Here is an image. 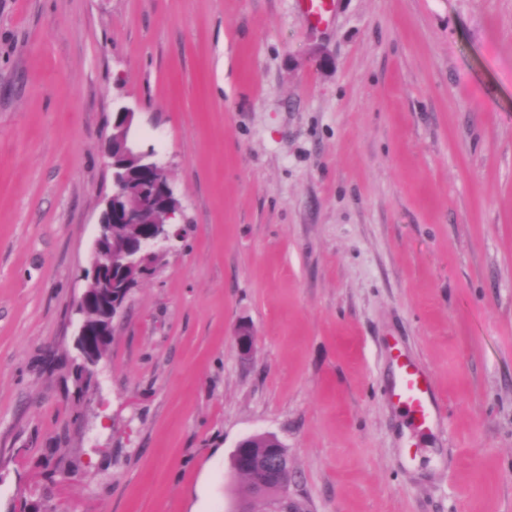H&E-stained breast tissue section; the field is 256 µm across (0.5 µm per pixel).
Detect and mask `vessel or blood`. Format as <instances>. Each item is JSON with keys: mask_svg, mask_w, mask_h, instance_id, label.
<instances>
[{"mask_svg": "<svg viewBox=\"0 0 512 512\" xmlns=\"http://www.w3.org/2000/svg\"><path fill=\"white\" fill-rule=\"evenodd\" d=\"M389 394L403 410L414 431L433 427L438 410L431 379L421 366L404 355L395 358Z\"/></svg>", "mask_w": 512, "mask_h": 512, "instance_id": "1", "label": "vessel or blood"}]
</instances>
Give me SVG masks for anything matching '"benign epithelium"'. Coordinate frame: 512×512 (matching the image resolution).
<instances>
[{
  "label": "benign epithelium",
  "mask_w": 512,
  "mask_h": 512,
  "mask_svg": "<svg viewBox=\"0 0 512 512\" xmlns=\"http://www.w3.org/2000/svg\"><path fill=\"white\" fill-rule=\"evenodd\" d=\"M136 123V112L125 106L120 108L104 145V154L111 164L120 156L136 155L139 174L134 189L136 198L119 206L116 201L122 197L120 186L128 178L112 168V189L102 200L89 267L84 270V275L99 279V288L86 289L77 308L76 346L82 359L81 371L88 375L93 374L104 357L101 349L112 339L114 321L124 309L133 283L152 271L173 241L184 238V226L173 222L181 211V203L168 180L167 165L158 159L154 146L136 152L129 145V135ZM147 223L150 232L139 243L121 249L109 244L112 225ZM275 444L270 454L254 462L263 472L257 485L261 490L272 483L277 485L279 494L274 498L272 512H292L286 508L292 503L288 485L279 480L288 461L282 443L277 440Z\"/></svg>",
  "instance_id": "benign-epithelium-1"
}]
</instances>
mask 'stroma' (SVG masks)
<instances>
[{
    "label": "stroma",
    "instance_id": "1",
    "mask_svg": "<svg viewBox=\"0 0 512 512\" xmlns=\"http://www.w3.org/2000/svg\"><path fill=\"white\" fill-rule=\"evenodd\" d=\"M120 105L186 236L97 387L76 306ZM398 353L441 407L421 435ZM265 433L307 512H512V0L321 25L299 0H0V512H227ZM389 394L403 410L414 431L422 432L433 427L438 410L430 376L402 354L395 357Z\"/></svg>",
    "mask_w": 512,
    "mask_h": 512
}]
</instances>
